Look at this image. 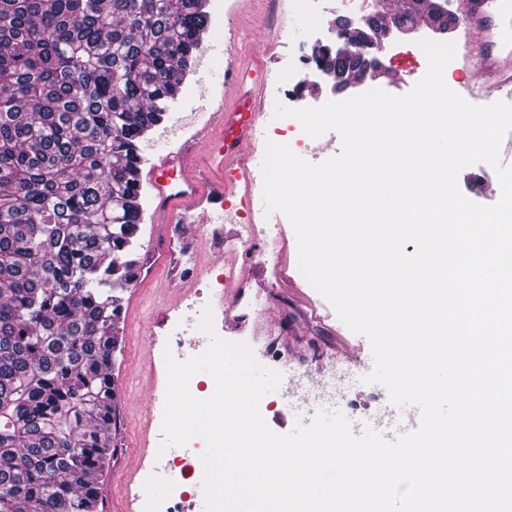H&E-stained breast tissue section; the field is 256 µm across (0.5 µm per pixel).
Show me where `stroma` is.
I'll return each mask as SVG.
<instances>
[{
    "mask_svg": "<svg viewBox=\"0 0 512 512\" xmlns=\"http://www.w3.org/2000/svg\"><path fill=\"white\" fill-rule=\"evenodd\" d=\"M206 9L210 15L209 36L202 41L199 62L177 88L166 129L150 134L142 169H149L162 151L178 150L210 121L221 101L231 99V88L219 79L229 64L240 62L268 69L261 101H268L274 93L281 96L285 106L314 107L373 89L393 95L409 92L428 66L420 42L436 38L435 33L422 27L407 37L385 39L380 54L384 69L378 77L337 93L333 90V77L319 71L305 76L300 91L293 93L280 83V75L295 65L300 55L311 54L315 45H333L336 26L348 18V11L337 8L334 0H311V11L305 15L292 12L289 0H208ZM276 140L286 141L295 154L313 163L341 150L336 132L314 139L295 118L263 116L242 153L247 174L227 194L225 202L203 197L186 206L169 224L155 223L152 211L144 213L140 249H147L154 239L176 243L188 238L194 243L193 260L182 265L183 276L177 287H168L169 273L159 268L124 294L121 348L115 352L112 366L119 419L110 436L116 453L98 478L104 512H131L135 482L143 468L203 445L196 438L185 447L176 446L166 453L159 450L163 442L167 375L158 351L175 321L184 323L185 354L189 357L198 353L193 342L200 335L198 321L208 305L217 313V335L248 343L256 359L281 374L295 369L315 376L330 371L339 359L351 360L360 378L374 367L367 339L343 324L333 307L300 272L298 242L289 220L282 213L265 211L261 165L267 143ZM245 196L251 202L249 210L240 213L237 223L224 221V203L236 205ZM242 224L281 232L288 239L287 251L275 263L266 260L261 242L247 262L225 252V240L234 237ZM232 269L245 276L246 289L235 288L233 281L226 279V272ZM244 296L262 300L266 313L239 332L231 329L218 313L228 307L240 308ZM362 399V415L376 417L375 428L385 439L392 441L417 429L418 408H396L383 385H366Z\"/></svg>",
    "mask_w": 512,
    "mask_h": 512,
    "instance_id": "stroma-1",
    "label": "stroma"
}]
</instances>
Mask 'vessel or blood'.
<instances>
[{"mask_svg":"<svg viewBox=\"0 0 512 512\" xmlns=\"http://www.w3.org/2000/svg\"><path fill=\"white\" fill-rule=\"evenodd\" d=\"M459 10L464 34L457 48L472 63L475 75L466 87L468 95L512 103V0H459ZM266 79L261 68L225 69V82L244 89L246 98L213 113L211 122L179 154L165 157L150 170L155 210L162 219L196 202L205 191L222 200L240 180L236 163L263 113L255 91Z\"/></svg>","mask_w":512,"mask_h":512,"instance_id":"1","label":"vessel or blood"}]
</instances>
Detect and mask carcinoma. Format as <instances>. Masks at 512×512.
I'll use <instances>...</instances> for the list:
<instances>
[{
  "mask_svg": "<svg viewBox=\"0 0 512 512\" xmlns=\"http://www.w3.org/2000/svg\"><path fill=\"white\" fill-rule=\"evenodd\" d=\"M416 26L455 16L410 0ZM207 0H0V512H102L136 172Z\"/></svg>",
  "mask_w": 512,
  "mask_h": 512,
  "instance_id": "1",
  "label": "carcinoma"
}]
</instances>
